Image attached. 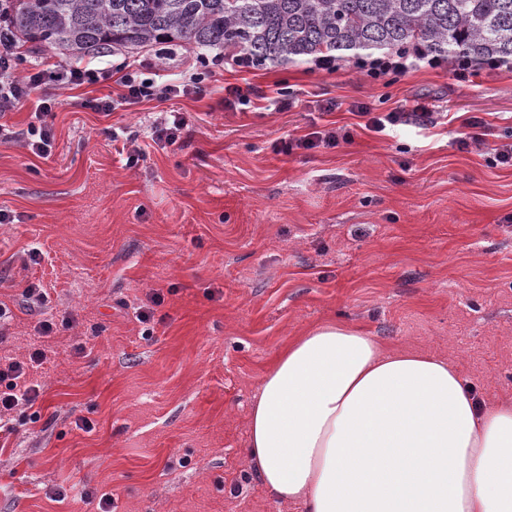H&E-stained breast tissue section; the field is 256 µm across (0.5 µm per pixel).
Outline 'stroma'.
I'll list each match as a JSON object with an SVG mask.
<instances>
[{
    "label": "stroma",
    "instance_id": "35a3bbf8",
    "mask_svg": "<svg viewBox=\"0 0 512 512\" xmlns=\"http://www.w3.org/2000/svg\"><path fill=\"white\" fill-rule=\"evenodd\" d=\"M192 55L155 43L83 65L135 59L177 83ZM356 61L219 69L201 96L108 116L87 102L119 93L117 80L51 82V155L0 141V210L11 217L0 223V302L12 310L0 360L48 350L30 373L36 419L0 437V512H101L105 494L110 512H303L260 490L247 416L277 352L327 320L390 350L446 356L479 398L512 400V167L489 162L512 142V64H474L461 82L452 65L420 63L386 85ZM228 83L249 94L248 111H225ZM280 87L296 108L269 109ZM323 99L336 110L316 111ZM361 103H422L433 122L377 134L355 113ZM172 111L191 129L164 148L147 130ZM471 116L482 125L463 150ZM332 123L351 139L274 150ZM115 131L137 137V167L126 168ZM35 247L41 262L26 263ZM30 281L47 289L44 308L25 305ZM50 316L59 324L44 341L36 330Z\"/></svg>",
    "mask_w": 512,
    "mask_h": 512
}]
</instances>
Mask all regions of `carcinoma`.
Listing matches in <instances>:
<instances>
[{
  "label": "carcinoma",
  "mask_w": 512,
  "mask_h": 512,
  "mask_svg": "<svg viewBox=\"0 0 512 512\" xmlns=\"http://www.w3.org/2000/svg\"><path fill=\"white\" fill-rule=\"evenodd\" d=\"M6 19L18 44L75 59L179 42L230 50L257 67L409 46L512 63V0H14Z\"/></svg>",
  "instance_id": "cac0c4a2"
}]
</instances>
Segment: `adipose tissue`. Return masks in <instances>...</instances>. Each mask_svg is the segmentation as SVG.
Returning <instances> with one entry per match:
<instances>
[{
  "label": "adipose tissue",
  "instance_id": "obj_1",
  "mask_svg": "<svg viewBox=\"0 0 512 512\" xmlns=\"http://www.w3.org/2000/svg\"><path fill=\"white\" fill-rule=\"evenodd\" d=\"M246 456L269 498L304 512H512V401H478L446 358L341 321L265 370Z\"/></svg>",
  "mask_w": 512,
  "mask_h": 512
}]
</instances>
